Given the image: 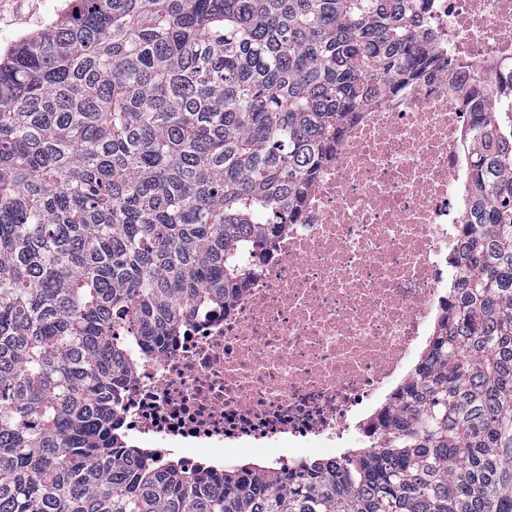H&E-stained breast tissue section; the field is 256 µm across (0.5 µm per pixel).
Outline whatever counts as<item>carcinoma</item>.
<instances>
[{
	"instance_id": "carcinoma-1",
	"label": "carcinoma",
	"mask_w": 512,
	"mask_h": 512,
	"mask_svg": "<svg viewBox=\"0 0 512 512\" xmlns=\"http://www.w3.org/2000/svg\"><path fill=\"white\" fill-rule=\"evenodd\" d=\"M429 2L67 0L0 59V512H512V84L471 106L452 304L366 447L218 476L116 436L132 360L434 69Z\"/></svg>"
}]
</instances>
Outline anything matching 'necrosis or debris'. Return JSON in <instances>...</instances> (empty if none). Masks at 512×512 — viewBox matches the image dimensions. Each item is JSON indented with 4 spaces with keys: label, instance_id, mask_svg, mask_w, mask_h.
Here are the masks:
<instances>
[{
    "label": "necrosis or debris",
    "instance_id": "4bbe7bcc",
    "mask_svg": "<svg viewBox=\"0 0 512 512\" xmlns=\"http://www.w3.org/2000/svg\"><path fill=\"white\" fill-rule=\"evenodd\" d=\"M439 69L345 126L295 224L224 308L137 357L118 393L145 460L222 469L225 447H362L446 310L461 236V138L512 75V0H432Z\"/></svg>",
    "mask_w": 512,
    "mask_h": 512
}]
</instances>
